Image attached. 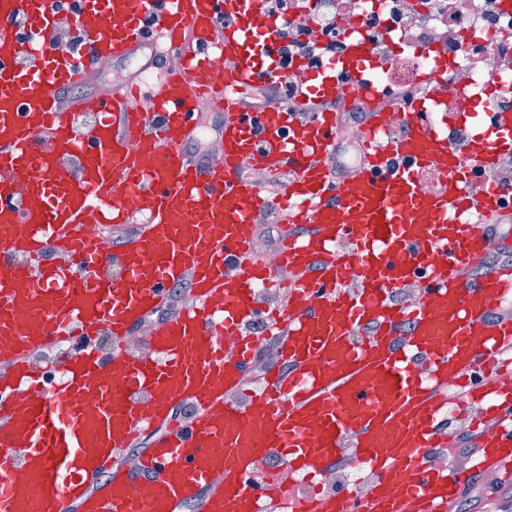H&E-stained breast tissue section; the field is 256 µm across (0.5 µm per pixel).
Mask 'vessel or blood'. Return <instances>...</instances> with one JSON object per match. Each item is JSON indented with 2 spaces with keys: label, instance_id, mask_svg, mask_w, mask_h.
Here are the masks:
<instances>
[{
  "label": "vessel or blood",
  "instance_id": "1",
  "mask_svg": "<svg viewBox=\"0 0 512 512\" xmlns=\"http://www.w3.org/2000/svg\"><path fill=\"white\" fill-rule=\"evenodd\" d=\"M83 2L101 22L76 23L64 47L53 0H0V512H263L258 458L315 478L343 447L375 474L368 494L313 497L298 512H448L474 471L511 473L512 379L478 371L512 361V267L469 274L495 246L486 225L508 213L504 186L468 192L469 164L421 102L401 110L394 140L372 113L361 161L333 182L335 113L296 109L365 100L367 83L324 75L259 112L232 98L276 72L265 0ZM146 27L180 49L177 71L62 103ZM203 94L222 116L223 151L199 162L186 147ZM471 154L489 170L512 155L511 112L494 114ZM244 159L293 174L280 204L306 231L285 239L275 267L251 249L268 202L242 178ZM425 171L439 188L422 190ZM92 216L138 231L104 250L84 235ZM420 269L422 298L393 302ZM184 280L192 303L132 356L127 337ZM280 286L269 312L255 292ZM261 318L282 364L248 391V327ZM61 343L55 360L32 363ZM474 400L490 425L474 469L430 467L443 409ZM184 403L195 414L180 421ZM141 438L138 465H119Z\"/></svg>",
  "mask_w": 512,
  "mask_h": 512
}]
</instances>
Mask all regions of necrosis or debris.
Here are the masks:
<instances>
[{
  "mask_svg": "<svg viewBox=\"0 0 512 512\" xmlns=\"http://www.w3.org/2000/svg\"><path fill=\"white\" fill-rule=\"evenodd\" d=\"M332 2L321 0V12L339 31L341 42L362 39L371 48L366 80L377 93L374 105L383 110L391 134H399L400 123L388 94L399 84L428 81L435 70L447 74L445 96L450 101L462 87L476 108L491 91H512V12L484 16L482 0H469L468 10L459 15L446 12V0H353V9L337 13ZM482 412L478 403L462 411L449 406L450 422L441 436L447 450ZM447 450L431 453L428 463L438 469L467 464L466 456L451 457ZM371 484L370 475L348 460L326 471L317 487L331 493L345 488L360 495Z\"/></svg>",
  "mask_w": 512,
  "mask_h": 512,
  "instance_id": "4bbe7bcc",
  "label": "necrosis or debris"
}]
</instances>
